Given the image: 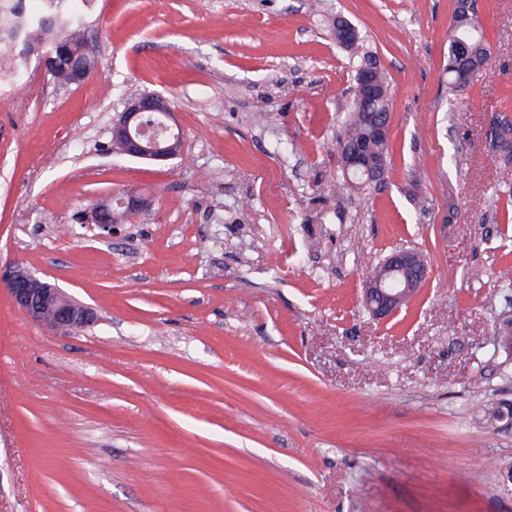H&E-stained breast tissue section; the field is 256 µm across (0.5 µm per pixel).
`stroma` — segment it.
Wrapping results in <instances>:
<instances>
[{
    "label": "stroma",
    "instance_id": "1",
    "mask_svg": "<svg viewBox=\"0 0 512 512\" xmlns=\"http://www.w3.org/2000/svg\"><path fill=\"white\" fill-rule=\"evenodd\" d=\"M490 54L443 74L453 0H98L96 67L0 108V265L96 321L52 333L0 287V512H512V182L484 143L512 114V0H477ZM390 83L382 181L337 186L354 72ZM165 96L164 162L114 154L127 98ZM288 151L276 153L278 144ZM146 207L96 239L77 211ZM398 247L430 276L390 320L363 290Z\"/></svg>",
    "mask_w": 512,
    "mask_h": 512
}]
</instances>
